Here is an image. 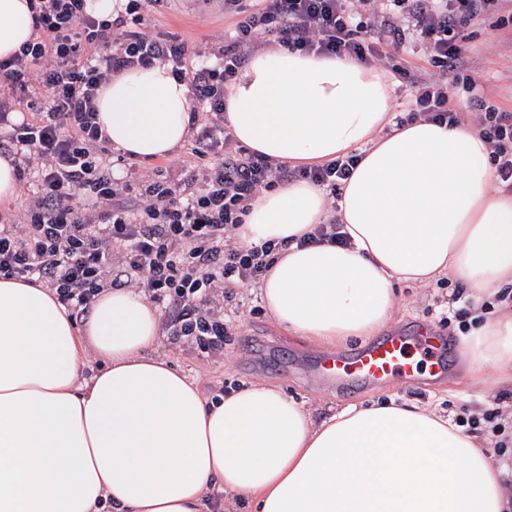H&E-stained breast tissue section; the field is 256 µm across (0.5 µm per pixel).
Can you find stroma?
Masks as SVG:
<instances>
[{
    "mask_svg": "<svg viewBox=\"0 0 512 512\" xmlns=\"http://www.w3.org/2000/svg\"><path fill=\"white\" fill-rule=\"evenodd\" d=\"M152 30L181 34L189 43L214 52L229 37L235 20L225 15L216 0H190L188 6L176 5L149 18ZM456 41L462 49L466 67L461 78L476 84L474 93L456 90L453 106L463 118H475L477 100L485 99L505 112H512V0H505L501 11L491 17L472 20L459 28ZM190 146L182 144L174 152L156 160L126 157L116 167L118 175L137 178L156 171L170 180L178 179L183 165L190 161ZM456 293L455 282L443 286L419 288L402 286L391 328L402 330L418 321L432 328H445L448 335L458 336L457 325L441 326L439 314ZM224 313L237 326V341L226 346L221 357L203 359L187 346L171 345L161 339L158 354L195 382L205 395L219 390H235L256 380L281 387L303 400L315 416L373 399L395 395L427 406H440L450 415L468 409L471 416L481 417L497 408L506 421H512V383L491 382L484 387L471 385L460 354H453L447 375L423 377L411 384L400 381L370 387L345 395L313 383L308 371L324 351L306 339L280 330L268 316L257 286L239 289L235 300L225 303Z\"/></svg>",
    "mask_w": 512,
    "mask_h": 512,
    "instance_id": "stroma-1",
    "label": "stroma"
}]
</instances>
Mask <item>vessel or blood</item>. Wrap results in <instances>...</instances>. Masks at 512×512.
<instances>
[{"mask_svg":"<svg viewBox=\"0 0 512 512\" xmlns=\"http://www.w3.org/2000/svg\"><path fill=\"white\" fill-rule=\"evenodd\" d=\"M452 349L451 339L441 332L395 331L356 350L325 355L313 376L346 393L378 387L394 379L410 382L424 371L437 377L447 372Z\"/></svg>","mask_w":512,"mask_h":512,"instance_id":"obj_1","label":"vessel or blood"}]
</instances>
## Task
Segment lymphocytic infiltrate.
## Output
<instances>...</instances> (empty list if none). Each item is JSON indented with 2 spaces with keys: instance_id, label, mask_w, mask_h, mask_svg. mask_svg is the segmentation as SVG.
<instances>
[{
  "instance_id": "f902f5d3",
  "label": "lymphocytic infiltrate",
  "mask_w": 512,
  "mask_h": 512,
  "mask_svg": "<svg viewBox=\"0 0 512 512\" xmlns=\"http://www.w3.org/2000/svg\"><path fill=\"white\" fill-rule=\"evenodd\" d=\"M502 0H224L235 17L217 65L180 35L148 32L147 7L171 0H126L112 20L94 16L88 0H34L32 38L0 60V149L12 157L23 213L0 207V278L39 283L55 292L72 317L86 316L105 288L140 292L164 316L167 336L200 355H223L234 342L224 303L236 289L258 284L278 247L234 242L260 190L281 180L337 189L355 157L288 168L239 145L224 123V93L258 42L326 57L383 61L384 40H402L414 26L438 75L393 71L413 91L398 124L419 119L457 124L451 76L463 67L455 28L499 11ZM384 37L365 38L375 21ZM168 65L187 82L206 117L197 124L193 166L180 179L141 177L139 200L128 206L130 183L115 178L97 121V99L113 74ZM490 162L512 189V113L481 105L476 118Z\"/></svg>"
}]
</instances>
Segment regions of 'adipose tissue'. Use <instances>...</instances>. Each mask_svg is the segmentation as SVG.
<instances>
[{"label":"adipose tissue","mask_w":512,"mask_h":512,"mask_svg":"<svg viewBox=\"0 0 512 512\" xmlns=\"http://www.w3.org/2000/svg\"><path fill=\"white\" fill-rule=\"evenodd\" d=\"M28 3L0 0V59L32 36ZM392 102L382 69L279 47L224 96L233 137L273 162L359 157L336 200L348 246L298 247L326 217L305 181L257 194L236 230L279 245L259 285L275 323L330 350L382 330L400 284L449 274L476 305L512 286V193L489 144L469 122L396 126ZM97 108L139 159L168 156L191 125L190 89L162 64L114 74ZM459 342L472 383L512 380V310ZM158 345L157 310L133 289L103 291L79 323L50 289L0 279V512H214L218 491L251 512H512V469L443 411L392 398L316 422L262 382L216 401Z\"/></svg>","instance_id":"ef3b65f1"}]
</instances>
